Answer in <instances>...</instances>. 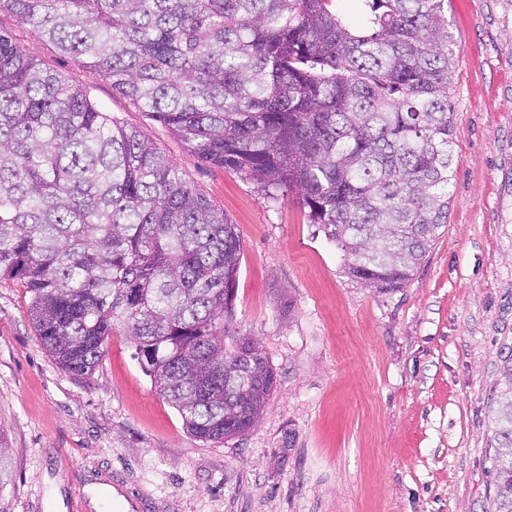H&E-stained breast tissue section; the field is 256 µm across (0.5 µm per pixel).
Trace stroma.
<instances>
[{"label":"stroma","mask_w":512,"mask_h":512,"mask_svg":"<svg viewBox=\"0 0 512 512\" xmlns=\"http://www.w3.org/2000/svg\"><path fill=\"white\" fill-rule=\"evenodd\" d=\"M455 177L448 224L413 279L380 291L288 197L200 162L163 124L9 13L0 30L91 88L224 210L241 241L235 323L277 373L259 424L202 442L115 333L91 375L40 344L0 279L8 512H494L493 391L512 345V0H448Z\"/></svg>","instance_id":"obj_1"}]
</instances>
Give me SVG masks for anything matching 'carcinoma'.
<instances>
[{"instance_id":"obj_1","label":"carcinoma","mask_w":512,"mask_h":512,"mask_svg":"<svg viewBox=\"0 0 512 512\" xmlns=\"http://www.w3.org/2000/svg\"><path fill=\"white\" fill-rule=\"evenodd\" d=\"M0 0L168 127L277 201L298 194L353 278L403 288L448 224V0ZM236 226L151 140L0 32V279L24 284L42 347L92 373L130 336L202 441L242 436L276 372L236 330ZM249 382L224 388L236 355ZM496 390L494 512H512V349ZM13 480L0 430V490Z\"/></svg>"}]
</instances>
